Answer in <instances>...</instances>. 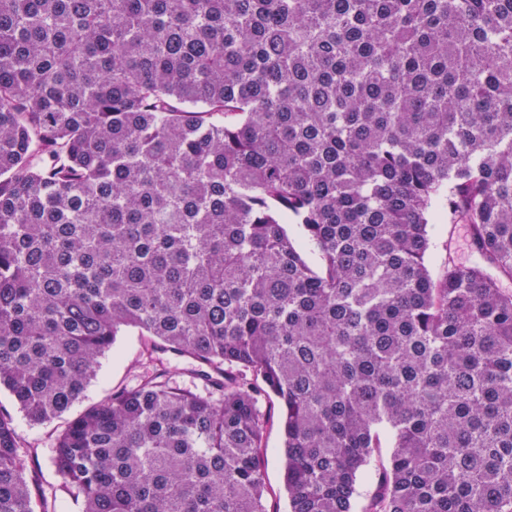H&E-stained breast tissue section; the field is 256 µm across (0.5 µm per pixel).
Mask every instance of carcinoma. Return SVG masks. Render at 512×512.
Segmentation results:
<instances>
[{"label": "carcinoma", "mask_w": 512, "mask_h": 512, "mask_svg": "<svg viewBox=\"0 0 512 512\" xmlns=\"http://www.w3.org/2000/svg\"><path fill=\"white\" fill-rule=\"evenodd\" d=\"M509 284L512 0H0V387L58 418L131 329L202 386L68 421L81 512H266L263 399L290 512H512ZM430 232V257L433 276L440 273L441 264L448 253L461 266H468L476 261L471 253L468 237L463 224H452L450 218L439 220ZM261 407L268 417L264 432L266 446L267 448H280L282 437L278 419V406L276 402L270 403L262 400Z\"/></svg>", "instance_id": "carcinoma-1"}]
</instances>
